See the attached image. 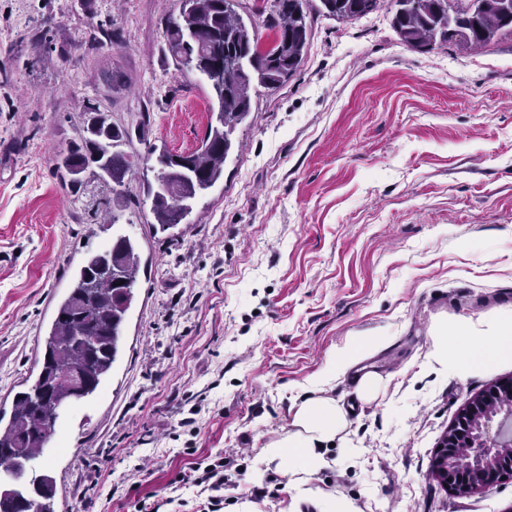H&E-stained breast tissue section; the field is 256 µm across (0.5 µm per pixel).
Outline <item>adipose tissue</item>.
<instances>
[{
  "label": "adipose tissue",
  "mask_w": 512,
  "mask_h": 512,
  "mask_svg": "<svg viewBox=\"0 0 512 512\" xmlns=\"http://www.w3.org/2000/svg\"><path fill=\"white\" fill-rule=\"evenodd\" d=\"M485 361L512 358V313L498 316L483 335H473L468 321L435 329L431 359L439 365L456 364L473 356ZM288 430L268 440L261 455L288 478L297 495L310 498L311 477L326 466L323 450L348 426L345 409L335 399L309 396L293 401Z\"/></svg>",
  "instance_id": "obj_1"
}]
</instances>
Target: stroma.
<instances>
[{
	"label": "stroma",
	"mask_w": 512,
	"mask_h": 512,
	"mask_svg": "<svg viewBox=\"0 0 512 512\" xmlns=\"http://www.w3.org/2000/svg\"><path fill=\"white\" fill-rule=\"evenodd\" d=\"M174 0H0V410L37 375V352L87 251L113 231L140 253L118 359L89 418L55 432L38 471L58 512H197L172 491L191 440L178 422L202 397L197 456L245 449L224 512H320L259 450L290 422L328 355L354 336L382 343L325 386L350 408L345 446L326 451L320 491L353 512H512V476L458 495L433 472L436 449L469 399L512 376V359L441 367L437 323L481 334L512 311V36L477 50L420 53L392 27L393 0L341 22L312 8L306 56L284 87L252 93L223 178L187 223L153 230L142 179L118 227L112 186L63 190L57 152L78 139L88 101L131 146L192 152L210 120L164 37ZM112 28L93 46L89 30ZM385 383L360 403L368 370ZM92 466L121 486L86 509L73 488ZM264 484L268 497L251 496Z\"/></svg>",
	"instance_id": "stroma-1"
}]
</instances>
